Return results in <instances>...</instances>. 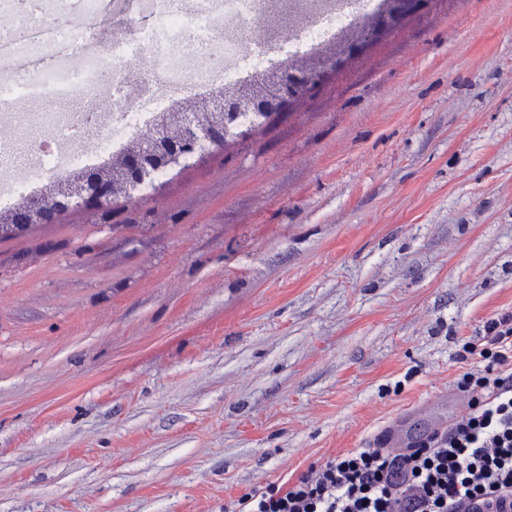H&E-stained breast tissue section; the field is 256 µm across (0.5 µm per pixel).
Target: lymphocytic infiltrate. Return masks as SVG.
<instances>
[{"label": "lymphocytic infiltrate", "mask_w": 512, "mask_h": 512, "mask_svg": "<svg viewBox=\"0 0 512 512\" xmlns=\"http://www.w3.org/2000/svg\"><path fill=\"white\" fill-rule=\"evenodd\" d=\"M467 410L405 448H358L288 485L242 495L239 512H512V312L462 340Z\"/></svg>", "instance_id": "f902f5d3"}]
</instances>
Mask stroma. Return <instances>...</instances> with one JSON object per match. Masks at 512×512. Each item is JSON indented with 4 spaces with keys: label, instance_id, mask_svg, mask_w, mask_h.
I'll list each match as a JSON object with an SVG mask.
<instances>
[{
    "label": "stroma",
    "instance_id": "stroma-1",
    "mask_svg": "<svg viewBox=\"0 0 512 512\" xmlns=\"http://www.w3.org/2000/svg\"><path fill=\"white\" fill-rule=\"evenodd\" d=\"M108 213L0 241V512H224L424 436L512 311V0H429Z\"/></svg>",
    "mask_w": 512,
    "mask_h": 512
}]
</instances>
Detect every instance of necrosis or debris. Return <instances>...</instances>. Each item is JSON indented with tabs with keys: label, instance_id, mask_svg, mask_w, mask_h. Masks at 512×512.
<instances>
[{
	"label": "necrosis or debris",
	"instance_id": "4bbe7bcc",
	"mask_svg": "<svg viewBox=\"0 0 512 512\" xmlns=\"http://www.w3.org/2000/svg\"><path fill=\"white\" fill-rule=\"evenodd\" d=\"M0 0V211L40 193L43 180L107 163L186 96L253 82L284 59L337 43L385 0H322L302 28L280 37L276 53L243 54L247 32L268 26L270 0H135L150 25L103 42L94 25L103 0H41L24 12ZM106 98L105 112H50L73 95ZM42 130L22 165L17 132Z\"/></svg>",
	"mask_w": 512,
	"mask_h": 512
}]
</instances>
